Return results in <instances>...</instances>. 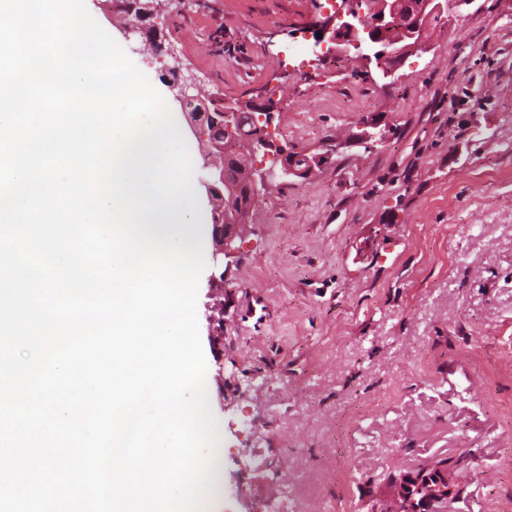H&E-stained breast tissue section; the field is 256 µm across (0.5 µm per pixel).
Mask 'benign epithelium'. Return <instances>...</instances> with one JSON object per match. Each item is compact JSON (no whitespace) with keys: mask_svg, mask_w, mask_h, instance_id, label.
Returning a JSON list of instances; mask_svg holds the SVG:
<instances>
[{"mask_svg":"<svg viewBox=\"0 0 512 512\" xmlns=\"http://www.w3.org/2000/svg\"><path fill=\"white\" fill-rule=\"evenodd\" d=\"M470 0H341L333 19L337 25L325 27L322 37L315 44L328 41L333 44L329 53L338 58L352 59L361 64L368 76L378 75L384 81L399 79V71L411 52L426 44L429 24L433 17H441ZM171 63L167 65L170 79L168 86L175 99L185 110L189 130L198 143L204 163L197 182L204 189L211 204L214 265L219 258L234 250L236 239L242 238V228L247 224L248 210L239 205L226 206L224 195L235 196L240 186L226 178L228 162L234 160L238 167L246 165V158H256L262 152L272 155L279 163L276 169L264 171V176L282 182L300 177L308 172L319 157L306 158V166L298 161L301 156L288 148L274 143L268 137L255 140L242 137L247 142L249 155L234 150L224 143V135L242 128L245 113H259L258 120L271 123V113L260 112L258 107H244L237 102L224 100L218 111H211L208 100L196 93L197 78L185 73L174 50L167 51ZM459 493L455 479L444 468L421 469L407 474L393 484L394 507L380 512H414L416 499L425 506L457 497Z\"/></svg>","mask_w":512,"mask_h":512,"instance_id":"obj_1","label":"benign epithelium"}]
</instances>
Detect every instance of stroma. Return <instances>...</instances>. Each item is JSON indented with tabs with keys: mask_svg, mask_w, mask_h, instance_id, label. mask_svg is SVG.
Returning a JSON list of instances; mask_svg holds the SVG:
<instances>
[{
	"mask_svg": "<svg viewBox=\"0 0 512 512\" xmlns=\"http://www.w3.org/2000/svg\"><path fill=\"white\" fill-rule=\"evenodd\" d=\"M84 2L185 125L166 55L147 60L110 0ZM329 14L325 0H183L153 19L201 95L272 112L295 152L341 147L262 192L239 249L201 275L223 427L212 506L267 512L284 488L290 512H371L393 479L441 463L461 497L432 512H512V0L440 19L391 85L317 61ZM374 112L383 142L354 143Z\"/></svg>",
	"mask_w": 512,
	"mask_h": 512,
	"instance_id": "1",
	"label": "stroma"
}]
</instances>
